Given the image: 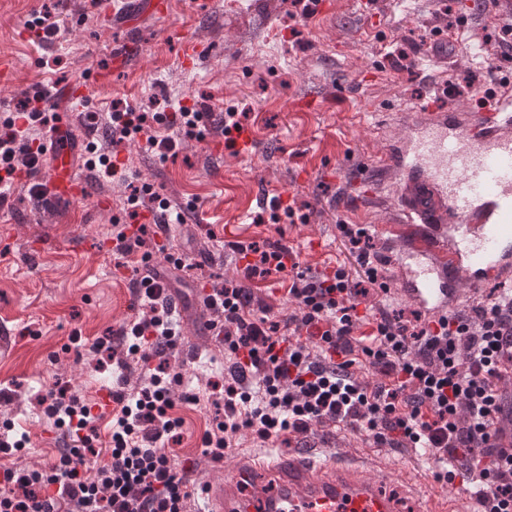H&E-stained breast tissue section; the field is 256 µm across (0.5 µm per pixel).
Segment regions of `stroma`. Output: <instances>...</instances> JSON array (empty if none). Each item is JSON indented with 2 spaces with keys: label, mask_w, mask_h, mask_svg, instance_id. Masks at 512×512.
Masks as SVG:
<instances>
[{
  "label": "stroma",
  "mask_w": 512,
  "mask_h": 512,
  "mask_svg": "<svg viewBox=\"0 0 512 512\" xmlns=\"http://www.w3.org/2000/svg\"><path fill=\"white\" fill-rule=\"evenodd\" d=\"M127 7L128 16L111 18L97 13L91 0H0V60L10 63L0 89V121L40 86L84 79L86 106L60 109L74 130L92 126L106 134L115 107L155 112L166 99L189 108L203 102L217 114L238 112L243 128L255 133L256 147L246 157L213 155L210 145L221 133L209 129L162 159L146 152L138 136L119 146L126 179L107 182L87 172V199L48 212L30 194L29 182L15 185L0 207V326L13 333L0 350V439L22 437L26 446L0 456V468L41 469L66 447L63 433L44 419L41 397L64 385L94 402L121 364L132 363L121 330L142 312L130 288L134 264L93 247L111 238L116 225L128 223L123 201L131 186L147 184L189 210L186 223L172 230L173 242L193 264L177 283L185 310L178 325L204 362L169 358L200 401L174 407L183 425L179 442L168 450L195 484L224 475L223 465L203 457L201 438L215 416L212 386L223 381L226 361L216 338L195 327L196 295L247 283L254 309L287 322L295 312L287 279L246 282L231 243L281 242L311 278L320 265L345 260L337 229L343 222L370 225L377 249L396 261L403 245L381 231L391 212L344 213L340 179L373 183L381 131L399 124L409 108L442 107L435 89L446 67L475 78L474 89L485 87L480 61L498 44V9L491 0H457L450 14L442 0H417L409 9L396 0L357 6L352 0H315L306 16L294 0H171L168 15L158 18L141 13L136 0ZM41 13L59 21L63 35L57 41L39 37L35 18ZM447 26L458 39L445 65L433 57L432 33ZM190 40L204 50L192 68L182 60ZM130 41L138 48L137 61L113 69L114 51ZM393 49L414 60V68L393 69L386 57ZM90 112L96 115L92 124ZM265 194L292 205L296 219L271 223L260 201ZM101 336L110 337L114 358L92 351ZM324 434L338 447L378 457L381 479L391 490L415 486L448 499L454 512H474L473 497H453L410 455L375 447L342 427Z\"/></svg>",
  "instance_id": "stroma-1"
}]
</instances>
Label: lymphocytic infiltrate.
I'll list each match as a JSON object with an SVG mask.
<instances>
[{
	"label": "lymphocytic infiltrate",
	"mask_w": 512,
	"mask_h": 512,
	"mask_svg": "<svg viewBox=\"0 0 512 512\" xmlns=\"http://www.w3.org/2000/svg\"><path fill=\"white\" fill-rule=\"evenodd\" d=\"M110 118V143L99 158V172L108 179L125 173L116 148L131 135L145 134L146 150L164 158L209 122L227 137L242 129L234 111L217 117L206 106L116 111ZM49 122L44 109L23 100L0 125V202L16 173L46 165L45 148L32 133ZM338 231L346 262L331 275L292 277L288 298L297 312L287 324L251 309L244 285L209 294L210 325L232 364L218 393L224 414L202 436L204 457L222 460L244 429L265 443L283 436L304 441L321 427L342 426L379 448L424 452L437 481L470 487L479 512H512V455L494 444L498 423L507 417L499 384L502 365L512 364V290L474 298L469 309L436 320L390 315L367 304L390 292L372 233L360 224ZM233 248L247 260L246 281L287 274L292 252L280 243L237 242ZM142 301L144 314L123 334L146 376L135 388L123 374L113 383L107 450L95 447L99 418L90 405L59 388L40 404L54 426L66 428L69 446L45 469L1 471L0 512H187L195 488L175 471L166 446L178 439L180 421L170 415L176 401L197 397L174 395L180 373L154 360L181 340L167 294L152 285ZM315 331L320 340L306 341ZM358 353L376 383L354 372ZM102 453L103 464L88 466L89 457Z\"/></svg>",
	"instance_id": "lymphocytic-infiltrate-1"
}]
</instances>
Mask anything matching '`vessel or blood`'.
<instances>
[{"mask_svg": "<svg viewBox=\"0 0 512 512\" xmlns=\"http://www.w3.org/2000/svg\"><path fill=\"white\" fill-rule=\"evenodd\" d=\"M84 82L37 91L36 105L81 103ZM54 163L42 171L41 196L85 198V178L68 149L50 143ZM378 192L348 206L396 207L385 225L406 248L395 267L400 295L432 318L452 309L463 289L512 278V83L480 111L451 105L407 114L388 139ZM203 512H402L377 478L375 460L311 445L288 458L265 453L226 459L224 477L203 485Z\"/></svg>", "mask_w": 512, "mask_h": 512, "instance_id": "obj_1", "label": "vessel or blood"}]
</instances>
